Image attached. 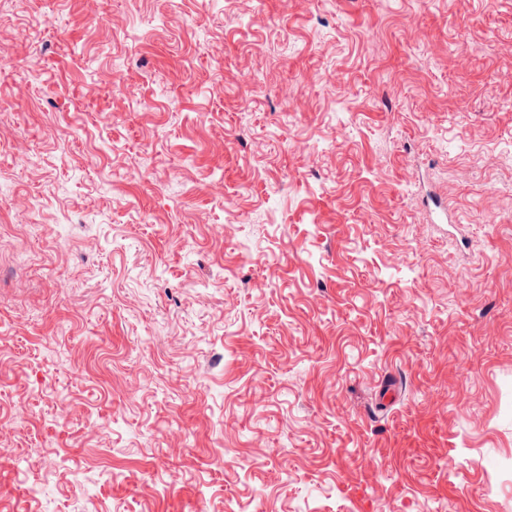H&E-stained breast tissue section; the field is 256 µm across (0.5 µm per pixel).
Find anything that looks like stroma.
Segmentation results:
<instances>
[{"label":"stroma","instance_id":"stroma-1","mask_svg":"<svg viewBox=\"0 0 512 512\" xmlns=\"http://www.w3.org/2000/svg\"><path fill=\"white\" fill-rule=\"evenodd\" d=\"M0 512H512V0H0Z\"/></svg>","mask_w":512,"mask_h":512}]
</instances>
